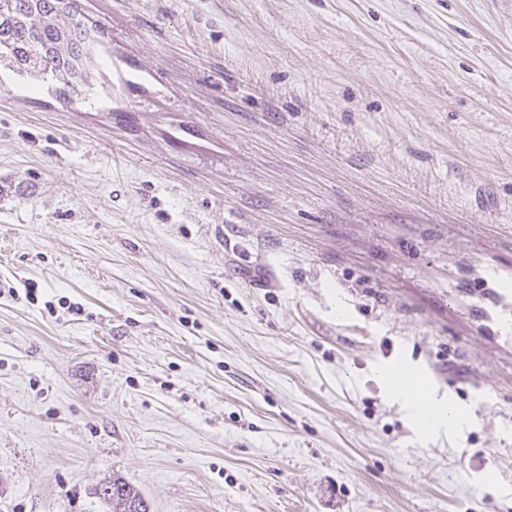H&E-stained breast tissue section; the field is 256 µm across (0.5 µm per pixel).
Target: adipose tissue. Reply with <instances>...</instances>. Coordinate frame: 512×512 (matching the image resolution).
Here are the masks:
<instances>
[{
    "mask_svg": "<svg viewBox=\"0 0 512 512\" xmlns=\"http://www.w3.org/2000/svg\"><path fill=\"white\" fill-rule=\"evenodd\" d=\"M376 374L388 391L402 402L422 435L453 437L474 419L470 408L438 394L435 389L413 393L409 387L413 377L410 371L391 365L377 368Z\"/></svg>",
    "mask_w": 512,
    "mask_h": 512,
    "instance_id": "ef3b65f1",
    "label": "adipose tissue"
}]
</instances>
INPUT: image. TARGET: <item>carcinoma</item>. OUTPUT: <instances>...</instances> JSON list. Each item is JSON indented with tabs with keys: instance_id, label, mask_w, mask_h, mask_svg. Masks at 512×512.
Here are the masks:
<instances>
[{
	"instance_id": "1",
	"label": "carcinoma",
	"mask_w": 512,
	"mask_h": 512,
	"mask_svg": "<svg viewBox=\"0 0 512 512\" xmlns=\"http://www.w3.org/2000/svg\"><path fill=\"white\" fill-rule=\"evenodd\" d=\"M105 29L82 14L80 0H0V69L22 78L53 83V93L73 94L84 101L91 93L96 46ZM110 498H101L107 512H128L130 497L141 512L150 503L119 475L109 478Z\"/></svg>"
}]
</instances>
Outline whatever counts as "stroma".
I'll return each mask as SVG.
<instances>
[{"mask_svg": "<svg viewBox=\"0 0 512 512\" xmlns=\"http://www.w3.org/2000/svg\"><path fill=\"white\" fill-rule=\"evenodd\" d=\"M82 11L149 82L0 73V512H512V357L446 302L512 265V0ZM383 364L491 411L421 437ZM112 483V495L110 499L106 497H101L98 489V497L101 502L107 507V512H133L128 511L127 501L133 494V498H139V505L145 503L144 506H141V512H150V503L143 496V494L138 491L132 484L126 481L122 476L112 475L109 480H105L104 482Z\"/></svg>", "mask_w": 512, "mask_h": 512, "instance_id": "stroma-1", "label": "stroma"}]
</instances>
